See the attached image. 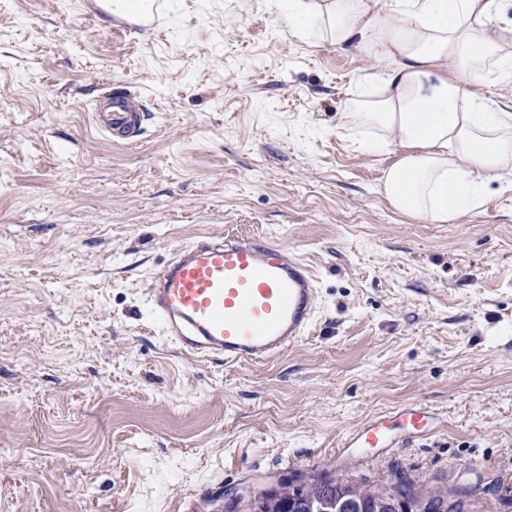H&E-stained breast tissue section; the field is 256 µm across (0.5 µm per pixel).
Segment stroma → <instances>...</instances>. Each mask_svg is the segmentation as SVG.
<instances>
[{
    "label": "stroma",
    "mask_w": 512,
    "mask_h": 512,
    "mask_svg": "<svg viewBox=\"0 0 512 512\" xmlns=\"http://www.w3.org/2000/svg\"><path fill=\"white\" fill-rule=\"evenodd\" d=\"M284 0H169L162 33L93 0H0V512H215L276 479H410L512 512V190L450 224L395 209L392 154L342 126L364 50L291 30ZM120 89L137 144L99 135ZM211 233L315 272L307 338L264 366L180 354L152 283ZM429 440L341 432L404 403Z\"/></svg>",
    "instance_id": "35a3bbf8"
}]
</instances>
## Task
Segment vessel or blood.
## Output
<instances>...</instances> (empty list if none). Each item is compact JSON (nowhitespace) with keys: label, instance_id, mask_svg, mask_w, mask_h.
Here are the masks:
<instances>
[{"label":"vessel or blood","instance_id":"obj_1","mask_svg":"<svg viewBox=\"0 0 512 512\" xmlns=\"http://www.w3.org/2000/svg\"><path fill=\"white\" fill-rule=\"evenodd\" d=\"M164 0L117 20L125 33L160 31ZM133 98L112 92L95 103L97 131L121 144L133 143L141 125ZM318 281L308 266L276 242L201 237L174 252L156 277L149 306L162 320L165 335L195 359L223 357L225 363L266 364L298 344L319 309ZM434 409L408 403L372 416L347 430L340 448L360 453L390 450L409 439L433 434Z\"/></svg>","mask_w":512,"mask_h":512}]
</instances>
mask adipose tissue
Listing matches in <instances>:
<instances>
[{"instance_id": "ef3b65f1", "label": "adipose tissue", "mask_w": 512, "mask_h": 512, "mask_svg": "<svg viewBox=\"0 0 512 512\" xmlns=\"http://www.w3.org/2000/svg\"><path fill=\"white\" fill-rule=\"evenodd\" d=\"M512 0H288L290 28L367 50L380 72L360 83L346 126L359 148L397 145L382 190L400 211L447 224L479 208L490 183L512 189V110L479 87L512 78V43L495 26Z\"/></svg>"}]
</instances>
